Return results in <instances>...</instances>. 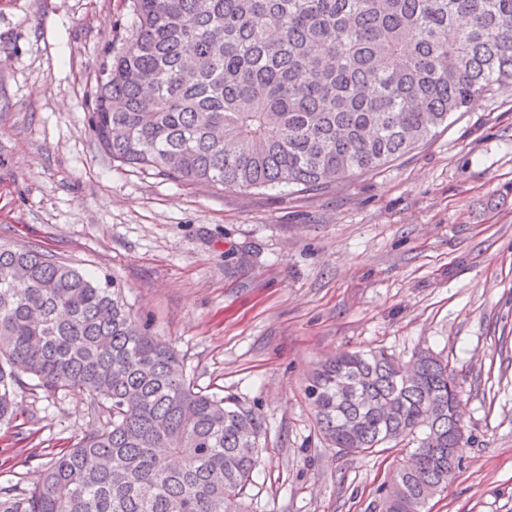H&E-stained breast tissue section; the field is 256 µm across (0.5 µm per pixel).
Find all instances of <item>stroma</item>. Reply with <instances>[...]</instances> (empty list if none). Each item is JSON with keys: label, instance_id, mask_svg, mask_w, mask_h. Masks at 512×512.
Returning a JSON list of instances; mask_svg holds the SVG:
<instances>
[{"label": "stroma", "instance_id": "stroma-1", "mask_svg": "<svg viewBox=\"0 0 512 512\" xmlns=\"http://www.w3.org/2000/svg\"><path fill=\"white\" fill-rule=\"evenodd\" d=\"M132 0H0V243L116 279L203 388L264 419L252 512H373L404 446L344 454L304 399L325 356L428 347L457 371L462 465L424 512H512V86L328 187L227 190L113 161L89 129ZM22 389L0 483L105 425Z\"/></svg>", "mask_w": 512, "mask_h": 512}]
</instances>
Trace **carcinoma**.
Masks as SVG:
<instances>
[{"label":"carcinoma","instance_id":"cac0c4a2","mask_svg":"<svg viewBox=\"0 0 512 512\" xmlns=\"http://www.w3.org/2000/svg\"><path fill=\"white\" fill-rule=\"evenodd\" d=\"M100 66L90 130L112 160L217 191L317 187L410 151L512 83V0H132ZM78 391L107 426L0 512H248L261 414L199 388L101 282L0 243V424L18 391ZM305 397L345 453L416 444L378 512H423L464 429L448 360L342 352Z\"/></svg>","mask_w":512,"mask_h":512}]
</instances>
